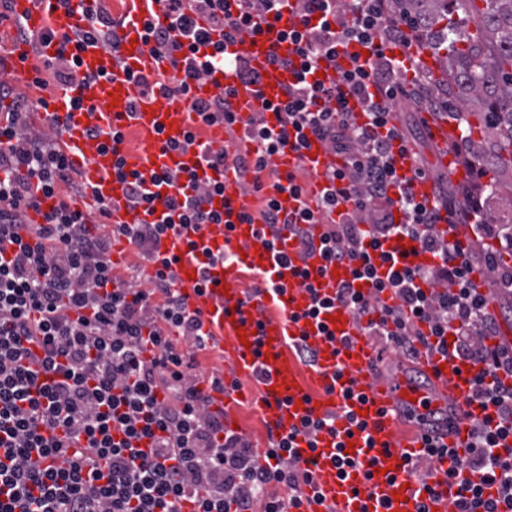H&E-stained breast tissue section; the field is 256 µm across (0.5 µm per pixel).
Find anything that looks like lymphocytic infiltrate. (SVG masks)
<instances>
[{"mask_svg": "<svg viewBox=\"0 0 512 512\" xmlns=\"http://www.w3.org/2000/svg\"><path fill=\"white\" fill-rule=\"evenodd\" d=\"M166 0L168 26L148 28L152 51L178 52L182 74L159 81L161 90L187 95L190 84L227 69L232 86L190 108L207 124L232 131L239 90H257L263 74L231 53L241 35L262 34L280 21L284 9L295 18L279 31L288 55L273 57L288 72L275 100L279 130L254 117L244 151L221 150L206 162L248 174L244 194L257 196L258 210L242 221L258 223L271 236L290 232L303 251L313 247L309 225H325L320 245L329 263L350 268L352 277L333 295H313L304 315L319 320L324 310L348 309L365 320L368 335L383 337L401 354L437 348L477 366L476 397L488 413L475 421L472 442L460 461L478 475L452 512H512V346L493 343L496 318L488 295L473 273H495L494 284L512 287V266L496 252L476 261L474 244L498 242L504 225L471 190L433 193L417 199L412 180L427 169L413 158L410 175L400 174L398 157L411 156V138L396 107L412 100L423 111L445 118L448 100L426 80L418 59L389 55L417 37L394 0ZM13 0H0V18L13 17ZM14 19L15 38L24 43L55 39L73 44L44 61L58 86L68 85L80 67L79 52L93 41L117 48L119 22L98 8L88 31L58 36L52 27L32 35ZM0 512H284L301 507L311 481L291 453L296 436L315 439L332 421H304L301 428L270 433L276 465L262 466L246 436L224 427L212 410L221 378L201 388L195 355L205 350L200 313L188 312L176 286L172 262L161 258L162 235L175 225L202 227L224 221L214 198L224 186L200 181L191 169L144 176L118 159L128 179L132 208L164 213L150 224H116L103 231L105 207L88 212L75 205L86 183L58 148L54 131L34 128L30 116L46 98L13 95L0 79ZM317 140L343 162L322 174L327 188L317 210L283 213L273 197L284 179L276 159L283 149L302 153ZM55 204L40 224L30 211L41 199ZM470 226L474 243L449 246L445 227ZM126 238L155 263L154 273L124 278L109 255L112 242ZM410 239L411 253L384 251L386 242ZM380 263H373V254ZM427 263H420V256Z\"/></svg>", "mask_w": 512, "mask_h": 512, "instance_id": "lymphocytic-infiltrate-1", "label": "lymphocytic infiltrate"}]
</instances>
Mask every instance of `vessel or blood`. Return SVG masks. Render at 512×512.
Listing matches in <instances>:
<instances>
[{
	"instance_id": "1",
	"label": "vessel or blood",
	"mask_w": 512,
	"mask_h": 512,
	"mask_svg": "<svg viewBox=\"0 0 512 512\" xmlns=\"http://www.w3.org/2000/svg\"><path fill=\"white\" fill-rule=\"evenodd\" d=\"M132 19L118 31L119 54L124 68H116L114 56L99 45L85 46L77 78L57 92L41 114L45 126L65 119L62 143L69 162L84 174L91 201L106 206L114 224L152 221V214L131 211L127 185L115 173L117 156L128 154L126 144L102 147L85 135L87 126L129 125L138 138L133 162L144 173L174 172L190 168L199 177L210 170L202 151L234 150L236 140L225 138L224 128L208 129L205 148L185 145L186 134L202 127L200 117L189 110L190 98H205L223 88L232 77L214 69L191 87L189 96L143 93L142 81L162 73H174L180 58L153 52L145 42L147 24L166 19L162 0H136ZM93 0H71L59 8L55 0H16V11L24 16L32 33L45 26L61 35H71L86 27L94 9ZM237 55L250 59L265 72L263 87L257 92L240 91L242 110L237 128L245 130L252 113H263L269 126H277L275 113L265 110V100L278 93L287 82L286 72L272 66V56L289 52L287 43L276 34H243L234 47ZM15 80L32 81L30 49L21 46L0 70ZM178 142V151L163 149V142ZM337 159L319 143L311 142L303 159L292 152L280 154L278 164L285 172L304 166L309 175L300 195L281 201L291 213L299 205L316 207L325 189L321 172ZM225 223L201 229L188 226L162 236L160 252L173 258V271L190 310L205 317L202 331L211 350L223 353L234 373L260 375L257 403L262 416L280 432L300 426L303 420L333 419L342 431H350L352 456L358 462L347 477H340L332 439L320 434L316 449H309L305 438H297L293 453L308 461L312 483L307 488L309 512H450L462 492L460 480L448 473L466 448L471 417L480 416L479 404L472 399V377L460 360L439 352L423 351L414 365L397 366L394 372L379 374L378 345L342 307L330 309L328 334H321L313 321L302 318L311 295L295 277V270L309 268L317 274L313 282L320 294L333 293L339 281L351 277L349 268L326 264L320 252L299 254L294 241L262 235L259 225L240 221L248 201L241 193L237 171H224ZM235 260L227 264L223 253ZM288 257L287 266H278L276 253ZM275 272L274 292L247 300L239 282L241 268ZM303 339L316 352L314 368L302 369L289 353L288 343ZM354 397L346 399L344 388ZM450 452L433 459L426 467L413 469L421 458L426 436Z\"/></svg>"
}]
</instances>
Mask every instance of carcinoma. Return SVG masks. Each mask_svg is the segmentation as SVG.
Returning a JSON list of instances; mask_svg holds the SVG:
<instances>
[{"instance_id":"cac0c4a2","label":"carcinoma","mask_w":512,"mask_h":512,"mask_svg":"<svg viewBox=\"0 0 512 512\" xmlns=\"http://www.w3.org/2000/svg\"><path fill=\"white\" fill-rule=\"evenodd\" d=\"M402 0L425 33L421 47L444 53L433 83L465 114L464 150L472 164L512 177V0ZM474 28H469V25Z\"/></svg>"}]
</instances>
